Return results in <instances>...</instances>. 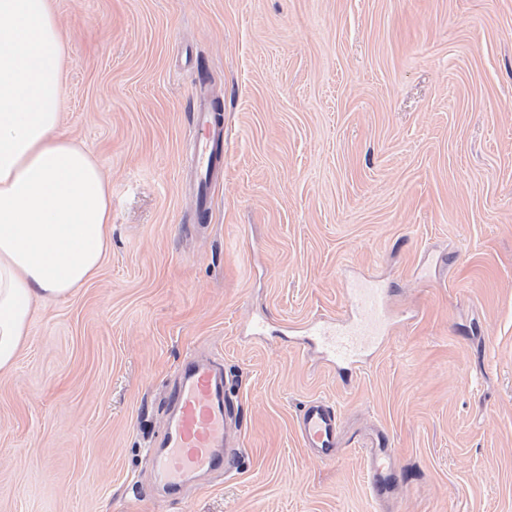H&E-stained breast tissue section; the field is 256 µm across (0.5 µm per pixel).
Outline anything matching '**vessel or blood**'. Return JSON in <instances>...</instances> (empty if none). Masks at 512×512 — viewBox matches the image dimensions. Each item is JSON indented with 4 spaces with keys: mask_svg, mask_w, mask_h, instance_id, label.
<instances>
[{
    "mask_svg": "<svg viewBox=\"0 0 512 512\" xmlns=\"http://www.w3.org/2000/svg\"><path fill=\"white\" fill-rule=\"evenodd\" d=\"M194 128L196 204L202 210L208 204L209 187L224 164V156L219 147L220 133L205 108L195 113ZM350 307L358 316L356 322L310 328L311 336L342 363L352 361L383 335L387 317L384 288L373 283L351 288ZM225 388L224 369L215 360H191L181 368L171 392L173 414L150 456L152 468L170 489H179L201 472H231L237 441L229 428L232 409ZM296 425L304 447L312 449L322 461H335L339 415L333 403L321 398L308 401ZM366 456L374 479H381L392 466L393 455L386 448L372 446Z\"/></svg>",
    "mask_w": 512,
    "mask_h": 512,
    "instance_id": "1",
    "label": "vessel or blood"
}]
</instances>
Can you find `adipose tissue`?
Wrapping results in <instances>:
<instances>
[{"label":"adipose tissue","mask_w":512,"mask_h":512,"mask_svg":"<svg viewBox=\"0 0 512 512\" xmlns=\"http://www.w3.org/2000/svg\"><path fill=\"white\" fill-rule=\"evenodd\" d=\"M65 40L51 0H0V372L36 299L73 295L111 245L99 165L59 130Z\"/></svg>","instance_id":"1"}]
</instances>
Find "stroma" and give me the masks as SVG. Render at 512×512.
<instances>
[{
  "label": "stroma",
  "mask_w": 512,
  "mask_h": 512,
  "mask_svg": "<svg viewBox=\"0 0 512 512\" xmlns=\"http://www.w3.org/2000/svg\"><path fill=\"white\" fill-rule=\"evenodd\" d=\"M52 7L112 247L0 375V512H512V0ZM204 94L224 178L202 216ZM369 280L391 330L341 370L300 338ZM191 358L223 363L241 455L170 497L149 444ZM318 397L332 463L296 431ZM305 448H311L324 462L336 460L339 448V415L333 403L321 398L308 401L296 420ZM381 445H373L366 448V456L373 472V481L378 483L383 478L384 473L392 466L393 455L387 449L380 447Z\"/></svg>",
  "instance_id": "35a3bbf8"
}]
</instances>
